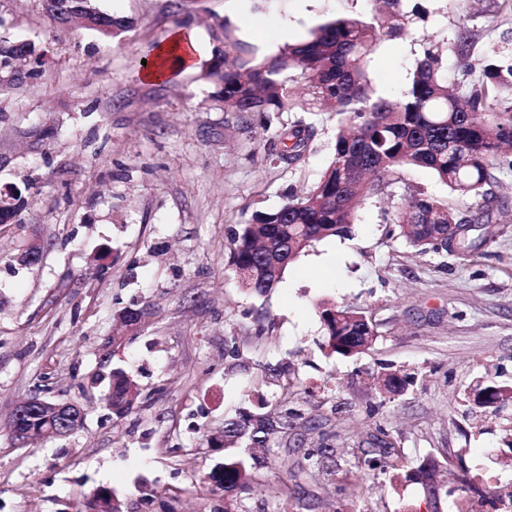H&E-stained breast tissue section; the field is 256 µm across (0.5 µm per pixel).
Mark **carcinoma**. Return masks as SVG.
Listing matches in <instances>:
<instances>
[{
	"label": "carcinoma",
	"instance_id": "carcinoma-1",
	"mask_svg": "<svg viewBox=\"0 0 512 512\" xmlns=\"http://www.w3.org/2000/svg\"><path fill=\"white\" fill-rule=\"evenodd\" d=\"M47 10L60 24L81 22L104 37L130 29L131 21L101 11L95 0H45ZM407 0H378L367 14L344 13L310 29L305 37L278 53L256 56V49L237 39L228 23L218 22L212 31L216 42L204 63L202 77L211 85V98L226 112H262L301 116L281 124L266 148L267 158L294 166L305 155L316 132L311 116L332 111L339 116L334 150L319 179L302 194L289 192L271 210L257 209L239 225L230 239V264L242 285L267 294L277 288L286 269L312 243L345 237L351 232L358 204L375 196H395L391 179L395 170L422 167L459 199L481 198V214L489 217L491 198L485 186L494 179L492 170L512 151V50L487 52L479 78L472 58L474 40L463 26L449 36L440 31L426 34L406 89L392 96L381 89L372 70L374 55L384 39H399L416 20H425L419 5L408 9ZM456 58L460 79L448 81L447 52ZM34 59L30 40L0 36V66L10 60ZM402 236L420 253H472L487 244L480 226L446 200L411 189L395 214ZM364 313L349 305L325 303L320 307L327 346L349 356L350 348L364 346V337L376 335ZM135 382L125 371H112V414L122 418L134 409ZM288 421L258 415L253 422L224 423V435L249 434L266 452L281 448ZM379 455L370 452L349 464L344 481L355 491L375 471H403L411 480L432 482L435 465L428 461L406 469L404 457L385 431L374 437ZM288 483L301 486V472L280 456ZM227 482L224 512L236 509L231 492L251 481L245 461H224Z\"/></svg>",
	"mask_w": 512,
	"mask_h": 512
}]
</instances>
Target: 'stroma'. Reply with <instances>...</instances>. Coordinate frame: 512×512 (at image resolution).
Instances as JSON below:
<instances>
[{
  "label": "stroma",
  "mask_w": 512,
  "mask_h": 512,
  "mask_svg": "<svg viewBox=\"0 0 512 512\" xmlns=\"http://www.w3.org/2000/svg\"><path fill=\"white\" fill-rule=\"evenodd\" d=\"M427 24L383 41L373 69L390 94L406 87L422 36L467 26L477 53L512 40L501 0H420ZM131 28L105 40L63 26L43 0H0V35L31 39L39 76L0 88V189L26 204L0 225V512H82L107 486L123 512H215L221 486L207 476L234 456L254 480L241 512H460L486 485H512V403L476 405L487 381L512 384V170L497 169L499 202L472 254H417L392 221L397 200H370L346 238L312 243L278 288H241L229 238L256 208L281 205L287 189L311 185L328 163L336 117L294 167L266 161L278 124L238 119L210 98L200 70L151 83L142 63L175 27L213 49L221 19L236 37L271 55L324 17L363 12L367 0H97ZM43 247L38 264L18 255ZM151 314L112 347L115 313L132 303ZM325 302L349 303L373 322L371 347L330 353ZM138 383V408L115 420L105 395L112 369ZM405 375L403 392L377 381ZM36 392L76 402L86 414L63 438L22 445L7 426ZM296 411L291 462L298 492L252 459L244 443H210L225 421ZM386 430L408 467L435 460L443 483L431 496L393 471L369 477L362 494L340 471L372 451ZM332 448L335 469L308 452Z\"/></svg>",
  "instance_id": "35a3bbf8"
}]
</instances>
